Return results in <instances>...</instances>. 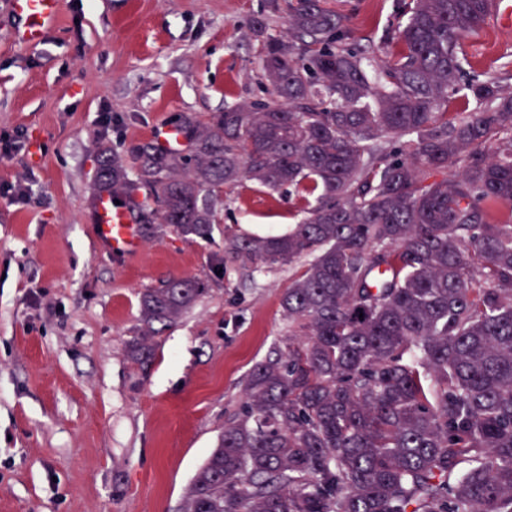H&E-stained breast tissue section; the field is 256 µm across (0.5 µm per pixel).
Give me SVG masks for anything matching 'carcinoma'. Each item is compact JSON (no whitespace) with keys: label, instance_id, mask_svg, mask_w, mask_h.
Returning <instances> with one entry per match:
<instances>
[{"label":"carcinoma","instance_id":"cac0c4a2","mask_svg":"<svg viewBox=\"0 0 512 512\" xmlns=\"http://www.w3.org/2000/svg\"><path fill=\"white\" fill-rule=\"evenodd\" d=\"M496 0H406L391 61L326 0L288 4L268 38L275 101L175 118L188 150L108 148L96 185L154 233L207 239L218 194L293 188L305 219L227 238L243 269L302 263L283 292L288 344L191 480L184 512H512V69L477 72L464 42ZM466 90L475 107L448 111ZM174 277L140 297L143 367L206 293Z\"/></svg>","mask_w":512,"mask_h":512}]
</instances>
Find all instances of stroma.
I'll return each instance as SVG.
<instances>
[{
  "instance_id": "stroma-1",
  "label": "stroma",
  "mask_w": 512,
  "mask_h": 512,
  "mask_svg": "<svg viewBox=\"0 0 512 512\" xmlns=\"http://www.w3.org/2000/svg\"><path fill=\"white\" fill-rule=\"evenodd\" d=\"M62 2L27 46L0 0V135L41 136L43 152L38 166L25 150L0 157V512H182L246 375L288 341L281 297L296 267L243 271L224 231L282 234L302 213L287 192L245 180L221 195L211 240L169 228L117 258L95 235L96 155L103 144L128 154L181 113L270 101L261 43L287 39L289 0ZM327 4L348 16L352 45L396 56L384 39L395 0ZM464 50L489 74L512 60V0ZM20 183L31 203L2 195ZM173 276L208 291L139 369L125 342L140 295Z\"/></svg>"
}]
</instances>
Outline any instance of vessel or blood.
I'll use <instances>...</instances> for the list:
<instances>
[{"mask_svg":"<svg viewBox=\"0 0 512 512\" xmlns=\"http://www.w3.org/2000/svg\"><path fill=\"white\" fill-rule=\"evenodd\" d=\"M19 25L16 37L28 44L41 43L48 27L58 16L61 0H11ZM95 231L104 248L125 258L136 257L142 246V229L126 209L115 205L111 196H100L95 206Z\"/></svg>","mask_w":512,"mask_h":512,"instance_id":"obj_1","label":"vessel or blood"}]
</instances>
